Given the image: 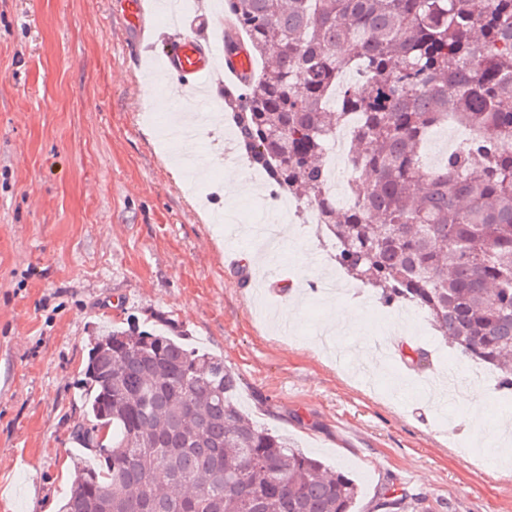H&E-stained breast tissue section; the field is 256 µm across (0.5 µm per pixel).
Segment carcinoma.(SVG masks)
<instances>
[{
    "mask_svg": "<svg viewBox=\"0 0 512 512\" xmlns=\"http://www.w3.org/2000/svg\"><path fill=\"white\" fill-rule=\"evenodd\" d=\"M224 15L267 61L224 91L249 163L313 208L351 278L421 309L512 393V0H224ZM347 67L367 81L340 84ZM450 117L480 139L424 166ZM352 118L341 210L324 156ZM84 384L74 437L96 460L60 512H353L357 482L244 415L238 375L168 317L96 330ZM423 503L389 489L381 506ZM447 132L448 128H446V126L435 128L425 141L423 147V160L427 165L432 166L436 156L441 155L443 148H447Z\"/></svg>",
    "mask_w": 512,
    "mask_h": 512,
    "instance_id": "obj_1",
    "label": "carcinoma"
}]
</instances>
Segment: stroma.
Segmentation results:
<instances>
[{"instance_id":"35a3bbf8","label":"stroma","mask_w":512,"mask_h":512,"mask_svg":"<svg viewBox=\"0 0 512 512\" xmlns=\"http://www.w3.org/2000/svg\"><path fill=\"white\" fill-rule=\"evenodd\" d=\"M113 2L0 0V512H58L73 459L93 456L73 429L95 329L154 313L223 356L258 425L355 479V512H382L391 487L436 512H512V398L496 374L482 369L469 425L457 400L429 405L428 380L471 386L470 359L418 308L338 272L311 213L287 218L261 281L250 230L274 191L224 151L223 78L186 166L153 105L177 82L159 53L178 32L154 17L137 48ZM287 306L296 319L275 333L267 315ZM335 307L352 312L346 332L329 330Z\"/></svg>"}]
</instances>
